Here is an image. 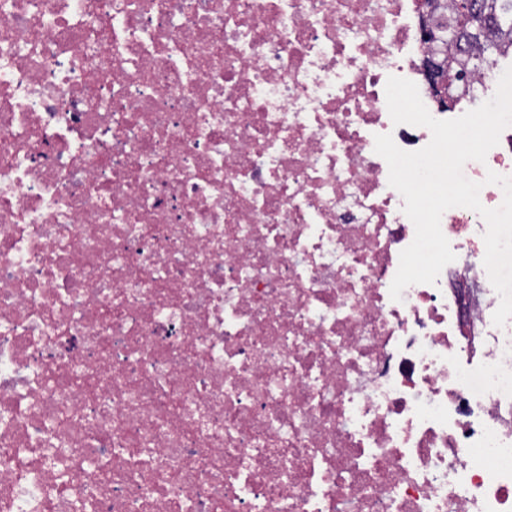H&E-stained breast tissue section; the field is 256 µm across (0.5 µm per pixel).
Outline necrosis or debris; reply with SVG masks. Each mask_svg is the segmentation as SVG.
<instances>
[{"label": "necrosis or debris", "mask_w": 512, "mask_h": 512, "mask_svg": "<svg viewBox=\"0 0 512 512\" xmlns=\"http://www.w3.org/2000/svg\"><path fill=\"white\" fill-rule=\"evenodd\" d=\"M416 3L0 0V512H512L482 217L390 295Z\"/></svg>", "instance_id": "obj_1"}]
</instances>
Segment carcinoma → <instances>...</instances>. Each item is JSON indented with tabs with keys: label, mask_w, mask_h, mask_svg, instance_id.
I'll return each mask as SVG.
<instances>
[{
	"label": "carcinoma",
	"mask_w": 512,
	"mask_h": 512,
	"mask_svg": "<svg viewBox=\"0 0 512 512\" xmlns=\"http://www.w3.org/2000/svg\"><path fill=\"white\" fill-rule=\"evenodd\" d=\"M475 11L447 42L452 51L443 59L463 64L469 73L484 70L487 60L512 50V0H474Z\"/></svg>",
	"instance_id": "1"
}]
</instances>
